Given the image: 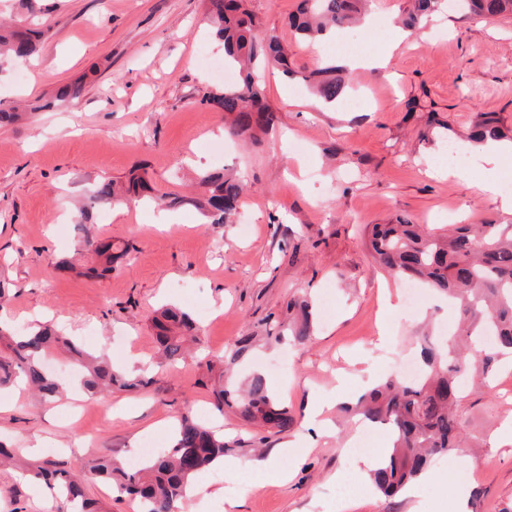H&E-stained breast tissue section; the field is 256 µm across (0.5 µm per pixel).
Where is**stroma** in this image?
Here are the masks:
<instances>
[{"instance_id":"obj_1","label":"stroma","mask_w":512,"mask_h":512,"mask_svg":"<svg viewBox=\"0 0 512 512\" xmlns=\"http://www.w3.org/2000/svg\"><path fill=\"white\" fill-rule=\"evenodd\" d=\"M299 0H247L260 31H276L297 70L332 62L329 47L313 51L288 25ZM408 0H374L371 32L360 35L366 55L384 53L390 24ZM202 0H0V19L38 23L42 44L23 65L0 66V107H20L23 120L0 127V276L13 283L0 321L16 328L37 319L63 322L89 344L107 345L116 368L139 362L152 384L113 387L90 400L51 403L26 387L0 389V441L34 465L64 467L103 454L124 459L142 441L172 444L182 414L213 418L208 366L243 336L256 343L246 370L265 375L295 418L282 434L257 443L232 411L220 423L230 459L256 469L226 479L200 474L210 489L236 501L235 512H448L457 489H467L477 512H512V364L503 363L492 389H473L461 411L470 448L435 457L431 481L417 501L387 500L357 470L350 448L354 423L344 420L334 388L349 376L358 398L368 376L400 374L417 355L426 324L454 321L455 312L429 297L419 316L389 311L385 296L406 297L372 259L363 227L399 216L416 224H512V213L477 197L468 182L427 175L440 160L432 122L467 132L475 113H498L512 127V17L483 21L447 10L411 31L387 67L353 70L356 109L322 106L271 66L257 75L279 126L259 143L241 145L228 118L201 99L220 80L197 62L218 51L200 19ZM80 80L83 94L56 100L58 89ZM227 169L247 184L232 223L205 224L191 207L169 224L156 210L107 203L79 229L77 207L99 182L125 183L140 171L168 196L196 190L202 173ZM128 243L126 258L97 280L55 270L80 258L85 232ZM314 299L317 328L311 345L266 343L267 329L286 323L291 299ZM186 309L200 328L197 355L171 369H152L158 344L150 318L161 302ZM324 399L323 424L306 419ZM292 453L279 455L287 441ZM278 457L286 480L261 472ZM475 469L461 481L460 468ZM43 487L15 468L0 467V512H57Z\"/></svg>"}]
</instances>
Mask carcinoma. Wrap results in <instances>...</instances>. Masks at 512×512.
Here are the masks:
<instances>
[{
    "label": "carcinoma",
    "instance_id": "obj_1",
    "mask_svg": "<svg viewBox=\"0 0 512 512\" xmlns=\"http://www.w3.org/2000/svg\"><path fill=\"white\" fill-rule=\"evenodd\" d=\"M371 0H299L289 18L295 35L310 41L332 27L354 24ZM399 23L414 30L440 9L445 0H409ZM202 23L213 29L224 48V65L238 71L232 85L204 95L202 102L232 116L228 133L256 142L279 124L278 112L263 102L264 87L253 73L256 62L277 65L289 78L301 77L308 88L327 106L344 97L345 80L336 66H319L301 75L274 33L257 39L259 22L247 8L246 0H203ZM465 12L473 17L494 19L512 16V0H466ZM38 33L13 31L0 34V55L9 53L15 64H23L37 50ZM467 139L483 143L488 139H507L500 117L495 112H478ZM203 193L169 200L168 206H190L205 218V223L222 227L232 223L243 186L222 171L200 176ZM165 198V195L158 196ZM140 176L128 185L117 187L110 181L97 184L82 209L111 201L138 205L158 198ZM368 246L376 263L396 280L420 281L444 296L458 312L456 330L448 335V346L422 348V373L415 380L386 379L375 385L353 406L343 407L351 416L372 423L386 424L392 433L388 457L371 473L376 490L394 497L427 469L432 458L451 453L465 441L459 413L464 389L461 379L477 372L490 377L499 356L512 355V224H450L439 233L425 225L397 217L387 224L367 225ZM85 250L93 254L102 271L114 266L129 252L128 245L86 233ZM291 309L297 318L289 333L300 345L314 336L311 303L301 298ZM156 341L164 359L170 362L193 354L199 327L190 315L164 305L152 318ZM252 337L242 338L225 353L224 370H233L244 358ZM57 351L65 352L80 367L77 382L92 396H100L119 385L137 390L148 384L144 374H126L115 369L108 349L85 348L76 337L51 323L16 332L0 323V387L23 377L42 398L52 399L62 384L46 367ZM214 406L235 410L245 422L276 433L288 431L294 419L270 390L266 379L253 375L237 389L224 386L223 379L213 384ZM173 447L143 460L136 469L110 455L97 457L88 466L50 468L40 466L33 477L55 490L58 512H101L88 498L85 484L103 478L119 486L143 504L144 512H176L186 485L201 472L224 458V434L184 414L174 433Z\"/></svg>",
    "mask_w": 512,
    "mask_h": 512
}]
</instances>
